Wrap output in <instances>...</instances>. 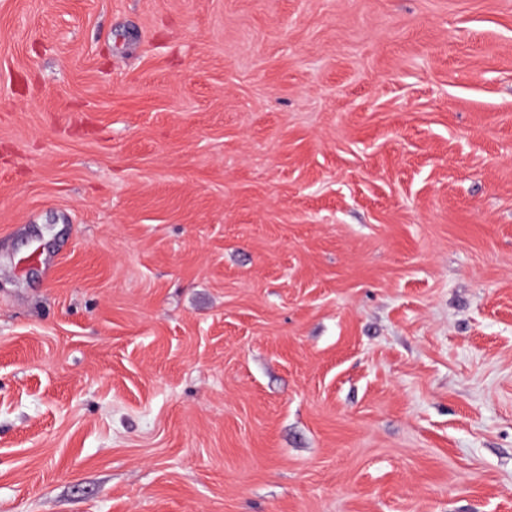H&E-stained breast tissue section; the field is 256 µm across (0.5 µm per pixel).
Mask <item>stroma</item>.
I'll return each mask as SVG.
<instances>
[{
	"label": "stroma",
	"mask_w": 512,
	"mask_h": 512,
	"mask_svg": "<svg viewBox=\"0 0 512 512\" xmlns=\"http://www.w3.org/2000/svg\"><path fill=\"white\" fill-rule=\"evenodd\" d=\"M0 512H512V0H0Z\"/></svg>",
	"instance_id": "obj_1"
}]
</instances>
